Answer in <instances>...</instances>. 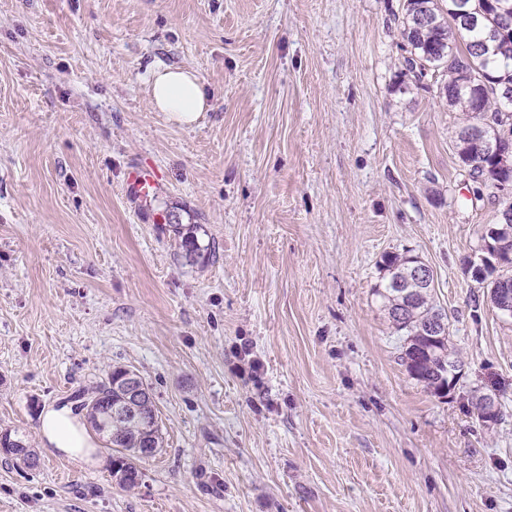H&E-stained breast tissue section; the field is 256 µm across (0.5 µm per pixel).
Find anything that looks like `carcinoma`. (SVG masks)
Segmentation results:
<instances>
[{"instance_id":"carcinoma-1","label":"carcinoma","mask_w":512,"mask_h":512,"mask_svg":"<svg viewBox=\"0 0 512 512\" xmlns=\"http://www.w3.org/2000/svg\"><path fill=\"white\" fill-rule=\"evenodd\" d=\"M505 16L512 19V0H404L402 14L394 17L410 47L404 75L417 84L430 74L441 77L445 91L439 97L466 114L456 131L459 161L475 181L491 189L496 181L512 179V168L502 169L495 162L498 153L512 152V101L503 94L506 89L512 92V24L502 25ZM470 73L483 76L481 86L467 84ZM499 252L502 263L488 266L479 278L489 291L504 281L512 285V237L502 239ZM417 261L418 256L408 253L385 255L383 265L389 277L377 295L396 330L403 333L400 359L410 376L444 395L462 362L449 344V329L439 339L424 334L432 320L448 324V315L434 304L432 289L401 295V279ZM128 373L126 367L112 369L106 381L80 394L78 409L86 412L91 427L113 451L116 482L132 489L142 479L136 461L147 458L146 448L159 450L162 435L150 387L143 378L139 417H114L126 405L123 384ZM0 434L24 444L25 455L6 454L15 464L25 465L27 457L35 455L25 437L8 430Z\"/></svg>"}]
</instances>
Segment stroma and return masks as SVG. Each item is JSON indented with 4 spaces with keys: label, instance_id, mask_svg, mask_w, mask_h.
<instances>
[{
    "label": "stroma",
    "instance_id": "1",
    "mask_svg": "<svg viewBox=\"0 0 512 512\" xmlns=\"http://www.w3.org/2000/svg\"><path fill=\"white\" fill-rule=\"evenodd\" d=\"M402 5L0 0V430L39 459L0 454V512H512V316L466 270L503 203L437 78L404 76ZM163 66L205 84L193 126L152 110ZM134 165L160 174L143 203ZM405 251L463 364L444 397L375 293ZM115 366L164 438L132 489L107 448L92 466L38 440Z\"/></svg>",
    "mask_w": 512,
    "mask_h": 512
}]
</instances>
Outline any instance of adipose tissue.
I'll list each match as a JSON object with an SVG mask.
<instances>
[{"label": "adipose tissue", "instance_id": "adipose-tissue-1", "mask_svg": "<svg viewBox=\"0 0 512 512\" xmlns=\"http://www.w3.org/2000/svg\"><path fill=\"white\" fill-rule=\"evenodd\" d=\"M151 105L182 125L195 123L201 112L210 107V97L198 76L188 69L160 68L154 71ZM39 436L42 445L68 456L91 460L93 440L71 403L52 405L40 416Z\"/></svg>", "mask_w": 512, "mask_h": 512}]
</instances>
